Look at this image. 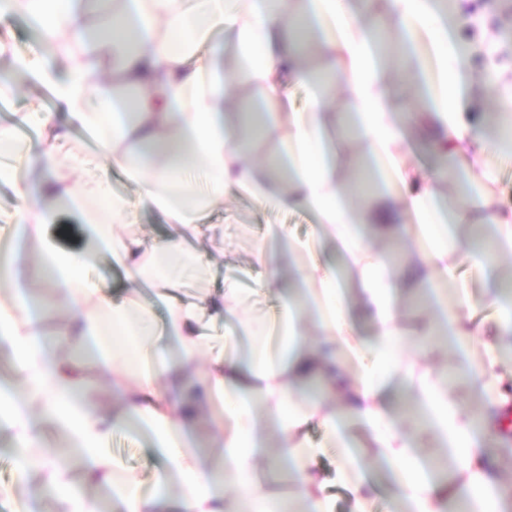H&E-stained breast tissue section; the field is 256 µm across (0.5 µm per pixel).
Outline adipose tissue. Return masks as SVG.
Wrapping results in <instances>:
<instances>
[{
  "label": "adipose tissue",
  "instance_id": "ef3b65f1",
  "mask_svg": "<svg viewBox=\"0 0 512 512\" xmlns=\"http://www.w3.org/2000/svg\"><path fill=\"white\" fill-rule=\"evenodd\" d=\"M30 18L48 59L14 61L0 75V95L24 81L50 91L57 113L30 107L16 126L0 125V143L17 125L39 127L40 145L0 153V183L16 191L15 239L0 248V353L20 379V394L0 388V429L11 435L24 469L38 468L55 491L54 512H102L99 491L111 489L113 512H335L326 481L314 468L335 448L336 482L350 493V512H372L377 481L359 478L342 431L357 425L376 447L398 512H512V480L498 456L507 437L503 409L512 389L499 371L512 357V316L495 326L478 359L416 373L396 360L399 302L410 285L433 297L448 347H471L485 327L466 290L452 287L465 261L495 265L512 255V213L487 192L493 180L486 150L512 162V140H489L469 121L471 79L459 10L444 0H0V17ZM412 73L405 95L385 72V56ZM342 87L343 109L333 91ZM308 91L296 107L290 88ZM254 116L256 135L243 132ZM93 132L98 153L73 149L70 132ZM271 142L265 163L253 148ZM455 165L456 202L441 205L443 174L418 173L403 155L413 145ZM359 146L371 173L364 205L352 203L341 179V154ZM106 160L138 187L137 197L112 192L101 178L75 181L77 170ZM260 209L311 213L317 237L292 240L269 230L252 260L262 271L257 294L279 283L281 259L296 271L276 311L250 332L242 289L210 291L184 301L185 276L203 277L206 263L188 238L206 214L231 196ZM73 206L85 244L59 248L46 235L56 210ZM162 217L169 233L146 243L135 231L140 210ZM492 227L488 241L465 231L475 213ZM330 243L341 268L321 252ZM125 272L126 294L113 298L90 278L101 251ZM156 284L164 323L141 300ZM53 307L45 326L38 309ZM361 317H354L353 308ZM240 322L224 350L212 353L204 319ZM464 376L471 389L448 386ZM112 383L114 402L87 399V384ZM316 385L313 394L307 385ZM413 394L418 423L396 415L394 388ZM207 409L219 465L184 439ZM327 434L313 445L310 424ZM80 449L79 469L48 447L44 426ZM142 426L163 465L158 488L121 469L107 451L114 432ZM276 432L287 465L273 480L292 484L282 498L257 477L258 457ZM432 435L439 458L418 442Z\"/></svg>",
  "mask_w": 512,
  "mask_h": 512
}]
</instances>
